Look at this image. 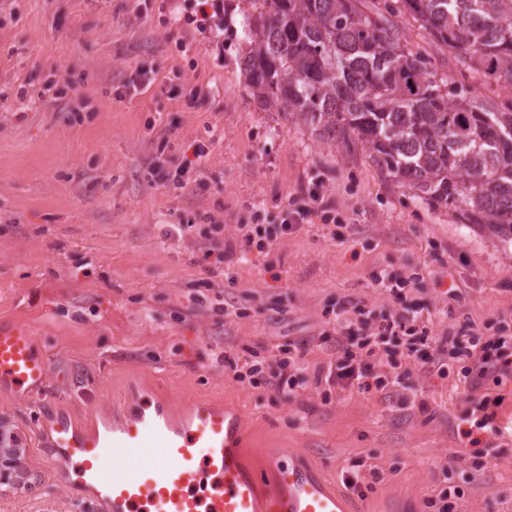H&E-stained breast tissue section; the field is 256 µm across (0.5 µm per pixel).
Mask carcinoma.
Here are the masks:
<instances>
[{
    "label": "carcinoma",
    "mask_w": 512,
    "mask_h": 512,
    "mask_svg": "<svg viewBox=\"0 0 512 512\" xmlns=\"http://www.w3.org/2000/svg\"><path fill=\"white\" fill-rule=\"evenodd\" d=\"M244 70L268 109L359 145L388 176L489 240L512 245V98L479 102L412 51L408 14L512 90V0H251Z\"/></svg>",
    "instance_id": "obj_1"
}]
</instances>
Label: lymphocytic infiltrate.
<instances>
[{"label": "lymphocytic infiltrate", "instance_id": "lymphocytic-infiltrate-1", "mask_svg": "<svg viewBox=\"0 0 512 512\" xmlns=\"http://www.w3.org/2000/svg\"><path fill=\"white\" fill-rule=\"evenodd\" d=\"M330 225L336 218L323 196L311 192L289 200L282 209L279 228L243 224L239 232L246 244L259 251L272 248L279 233L293 231L311 223L313 217ZM355 303L345 304L336 315V334L330 342L334 354L327 363L310 367L308 341L294 343L286 359H271L269 364L244 361L237 369L236 381L255 380L264 369H271V383L283 395H291L308 383L341 390L366 391L377 388L395 399L400 408L427 411L428 401L413 389L412 369L440 376L455 375L457 384L468 388L459 420L476 431L497 438L512 439V425L503 426L505 411L503 386L512 383V328L501 325L488 337L473 329L455 335H438L431 318L408 308L385 315L380 323L369 325L354 320ZM463 362L461 372H453L454 362Z\"/></svg>", "mask_w": 512, "mask_h": 512}]
</instances>
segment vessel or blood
Listing matches in <instances>:
<instances>
[{
	"label": "vessel or blood",
	"mask_w": 512,
	"mask_h": 512,
	"mask_svg": "<svg viewBox=\"0 0 512 512\" xmlns=\"http://www.w3.org/2000/svg\"><path fill=\"white\" fill-rule=\"evenodd\" d=\"M47 381L32 334L0 324V392L26 398ZM243 436L223 406L199 403L176 421L169 402L152 396L133 417L100 428L58 411L39 430L42 449L75 465V487L102 512H345L344 499L296 457L274 460L269 485L247 472Z\"/></svg>",
	"instance_id": "b4317fda"
}]
</instances>
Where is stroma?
Listing matches in <instances>:
<instances>
[{
	"label": "stroma",
	"instance_id": "1",
	"mask_svg": "<svg viewBox=\"0 0 512 512\" xmlns=\"http://www.w3.org/2000/svg\"><path fill=\"white\" fill-rule=\"evenodd\" d=\"M190 3L0 0V322L29 329L49 361L42 392L0 393V427L19 437L30 479L0 492V512H96L72 495L39 429L55 410L92 426L143 393L179 412L223 405L244 421L256 476L273 450L297 453L351 512H433L427 500L449 485L463 492L457 512H512V441L473 467L476 447L457 431L466 391L451 379L414 372L424 414L374 390L310 384L287 397L235 380L239 358H284L301 340L310 362L327 361L320 336L348 299L374 324L403 305L440 333L512 325V247L428 206L368 152L265 108L243 70L249 0H224L220 42L186 24ZM398 23L412 49L458 76L410 16ZM198 143L209 153L195 182L169 189ZM317 184L342 238L317 222L246 250L239 225L280 223L281 206ZM175 224L190 237L172 241ZM230 241L236 257L218 261ZM382 269L421 280L396 303L371 278ZM357 463L379 473L360 492L343 482Z\"/></svg>",
	"mask_w": 512,
	"mask_h": 512
}]
</instances>
